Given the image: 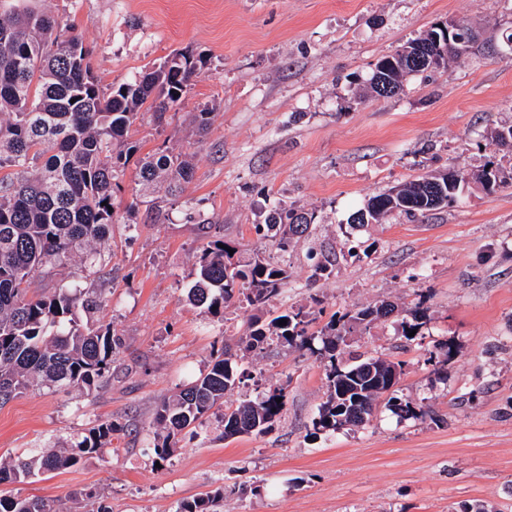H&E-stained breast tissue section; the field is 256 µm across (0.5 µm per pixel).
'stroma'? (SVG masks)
<instances>
[{
	"instance_id": "1",
	"label": "stroma",
	"mask_w": 512,
	"mask_h": 512,
	"mask_svg": "<svg viewBox=\"0 0 512 512\" xmlns=\"http://www.w3.org/2000/svg\"><path fill=\"white\" fill-rule=\"evenodd\" d=\"M72 26L103 92L176 50L206 62L162 122L145 113L132 130L140 154L174 148L194 175L177 199L158 188L133 196L136 162L114 194L111 249L96 265L74 260L36 279L41 294L64 285L103 289L95 320L121 336L112 380L92 394L36 388L0 408V462L68 446L95 424H122L111 449L78 467L0 485L40 497L57 512H85L93 493L112 512H175L214 490L220 512H512V189L464 185L459 199L424 218L397 215L350 227L365 198L425 172L465 171L512 155L493 140L512 124V0H29ZM468 20L481 55L411 78L392 98L363 95L377 61L441 21ZM209 109L205 132L192 123ZM287 205L318 214L311 239L280 257L290 274L274 312L305 307L315 328L332 315L395 305L349 336L343 358L404 364L398 397L420 418L379 398L369 422L312 434L326 398L309 350L272 343L245 353L228 405L285 385L286 406L262 435L186 437L154 462L156 405L207 371L225 330L248 312L218 318L187 299L205 238L259 248L254 227ZM335 256L313 278L317 261ZM429 320L401 334L406 309ZM450 344L443 370L431 352Z\"/></svg>"
}]
</instances>
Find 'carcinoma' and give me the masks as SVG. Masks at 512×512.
I'll list each match as a JSON object with an SVG mask.
<instances>
[{
  "label": "carcinoma",
  "instance_id": "cac0c4a2",
  "mask_svg": "<svg viewBox=\"0 0 512 512\" xmlns=\"http://www.w3.org/2000/svg\"><path fill=\"white\" fill-rule=\"evenodd\" d=\"M458 25L446 42L434 26L379 59L369 93L399 96L407 77L475 53L473 27L464 20ZM203 69L201 59L179 51L106 94L83 42L55 15L29 8L0 11V171L10 170L0 176V407L29 389L65 386L89 391L112 377L122 339L110 327L84 324L76 316L79 307L89 312L101 306V291L88 288L80 297L77 289L60 287L44 296L30 293V287L34 278L74 257L95 263L115 223L113 194L138 152L129 140L130 128L144 108L160 119L182 103ZM137 164L143 189L172 186L192 176L187 155L167 149ZM463 183L494 191L511 188L512 176L506 177L503 167L493 162L467 174L450 167L412 176L369 197L349 215L348 223H377L394 212L424 215L454 203ZM316 220L313 211L281 206L254 229L264 245L285 252L293 239L309 234ZM195 265L189 300L207 306L214 316L234 304L257 315L245 333L226 338L207 372L157 407L155 422L162 432L154 437L153 452L161 465L178 448L182 432L196 433L215 408L226 438L271 430L286 405L285 387H273L255 401L224 406V392L244 377L238 371V352L261 351L273 341L303 346L314 322L302 307L261 322L260 313L282 294L290 278L280 262L263 252L246 256L238 242L220 238L199 248ZM408 315L402 322L405 337L427 322L418 306ZM387 316L378 306L349 311L320 331L321 347L314 354L324 366L327 400L312 420L314 433L357 424L349 418L351 410L371 415L374 401L398 384L400 362L374 357L353 364L336 362V349L346 344V336ZM282 319L287 323L280 324ZM388 403L402 417H418L410 400L391 396ZM121 430L123 425L109 420L68 448L1 463L0 484L74 468L102 452ZM215 503L217 497L206 494L181 503L177 512H217ZM0 512L59 510L42 498L0 495Z\"/></svg>",
  "mask_w": 512,
  "mask_h": 512
}]
</instances>
